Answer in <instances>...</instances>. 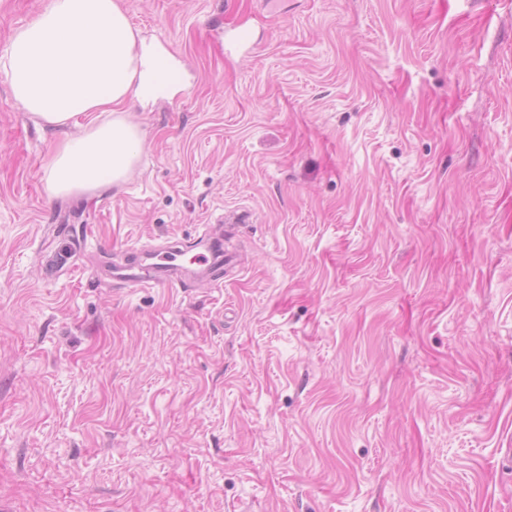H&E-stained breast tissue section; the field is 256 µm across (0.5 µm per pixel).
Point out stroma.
Returning a JSON list of instances; mask_svg holds the SVG:
<instances>
[{
	"mask_svg": "<svg viewBox=\"0 0 512 512\" xmlns=\"http://www.w3.org/2000/svg\"><path fill=\"white\" fill-rule=\"evenodd\" d=\"M120 3L183 78L125 182L49 199L0 72V512H512V0ZM178 253L182 255L178 249L172 247H165L158 249L153 258L157 260L155 266L163 272L167 277L163 278L161 276L152 275L148 277L139 276L135 273H129L126 267H114L107 272L117 281H121L127 285H131L135 288H149L154 286H165L167 288H173L174 282L170 278L171 274H174L180 269V265L177 264L173 258L172 254Z\"/></svg>",
	"mask_w": 512,
	"mask_h": 512,
	"instance_id": "1",
	"label": "stroma"
}]
</instances>
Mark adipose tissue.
<instances>
[{
    "instance_id": "1",
    "label": "adipose tissue",
    "mask_w": 512,
    "mask_h": 512,
    "mask_svg": "<svg viewBox=\"0 0 512 512\" xmlns=\"http://www.w3.org/2000/svg\"><path fill=\"white\" fill-rule=\"evenodd\" d=\"M13 99L50 128L89 120L62 139L46 165L47 191L69 197L126 180L142 145L124 113L148 105L157 88L174 92L176 70L149 51L119 0H49L0 54Z\"/></svg>"
}]
</instances>
